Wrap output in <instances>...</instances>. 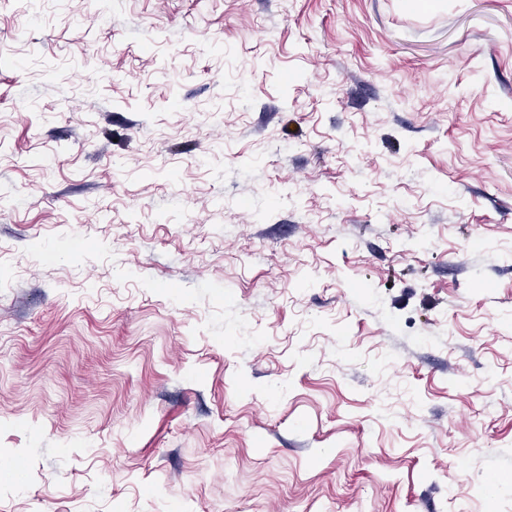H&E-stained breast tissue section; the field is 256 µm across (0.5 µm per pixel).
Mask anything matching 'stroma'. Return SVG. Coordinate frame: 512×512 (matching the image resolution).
Listing matches in <instances>:
<instances>
[{
    "mask_svg": "<svg viewBox=\"0 0 512 512\" xmlns=\"http://www.w3.org/2000/svg\"><path fill=\"white\" fill-rule=\"evenodd\" d=\"M0 512H512V0H0Z\"/></svg>",
    "mask_w": 512,
    "mask_h": 512,
    "instance_id": "1",
    "label": "stroma"
}]
</instances>
